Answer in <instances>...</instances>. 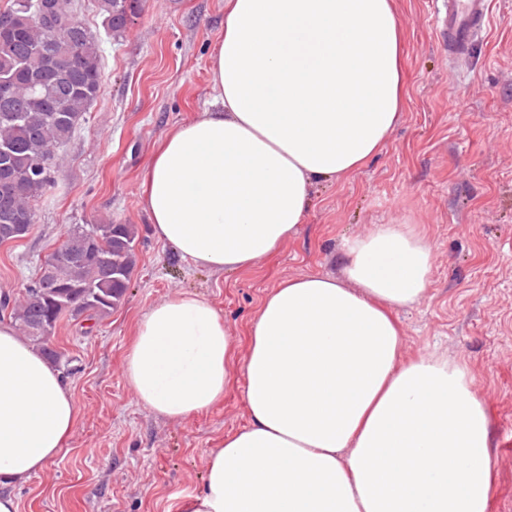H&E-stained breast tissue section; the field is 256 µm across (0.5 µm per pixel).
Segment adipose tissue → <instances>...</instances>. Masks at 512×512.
I'll return each instance as SVG.
<instances>
[{
  "instance_id": "ef3b65f1",
  "label": "adipose tissue",
  "mask_w": 512,
  "mask_h": 512,
  "mask_svg": "<svg viewBox=\"0 0 512 512\" xmlns=\"http://www.w3.org/2000/svg\"><path fill=\"white\" fill-rule=\"evenodd\" d=\"M393 0H224L213 110L170 131L143 175L156 238L214 272L294 237L313 185L376 157L405 106ZM343 279L290 277L261 300L242 365L248 423L209 454L179 512H489V413L471 363L403 355L397 309L431 284L433 245L408 224L346 240ZM221 313L182 293L137 320L125 374L172 421L229 382ZM72 389L0 322V480L23 484L65 448Z\"/></svg>"
}]
</instances>
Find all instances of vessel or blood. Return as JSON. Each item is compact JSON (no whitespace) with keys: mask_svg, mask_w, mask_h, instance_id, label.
Segmentation results:
<instances>
[{"mask_svg":"<svg viewBox=\"0 0 512 512\" xmlns=\"http://www.w3.org/2000/svg\"><path fill=\"white\" fill-rule=\"evenodd\" d=\"M434 28L437 39L448 49L452 68L468 61L472 49L486 32L491 17L490 0H436Z\"/></svg>","mask_w":512,"mask_h":512,"instance_id":"obj_1","label":"vessel or blood"}]
</instances>
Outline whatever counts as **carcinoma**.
Segmentation results:
<instances>
[{
  "label": "carcinoma",
  "mask_w": 512,
  "mask_h": 512,
  "mask_svg": "<svg viewBox=\"0 0 512 512\" xmlns=\"http://www.w3.org/2000/svg\"><path fill=\"white\" fill-rule=\"evenodd\" d=\"M70 2L46 3L35 20L24 19L29 0H7L0 9V74L10 80V92L0 94V146L11 150L0 161V240L34 223V202L54 184L39 162L71 139L99 91V43L84 25H68ZM97 7L104 26L119 32L140 12L141 0H97ZM136 237L132 224L70 230L49 275L33 281L21 300H0V319L9 318L60 364L61 353L49 347L57 323L112 312L130 282Z\"/></svg>",
  "instance_id": "obj_1"
}]
</instances>
